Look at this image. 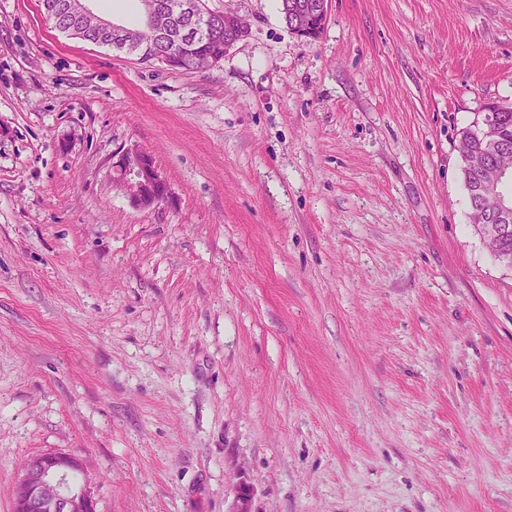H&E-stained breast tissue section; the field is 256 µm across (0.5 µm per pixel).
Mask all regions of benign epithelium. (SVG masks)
<instances>
[{
	"label": "benign epithelium",
	"instance_id": "1",
	"mask_svg": "<svg viewBox=\"0 0 512 512\" xmlns=\"http://www.w3.org/2000/svg\"><path fill=\"white\" fill-rule=\"evenodd\" d=\"M172 17L196 20L195 0H168ZM102 30L111 34L114 49L135 57L140 47L134 31L98 18ZM248 35V26L232 13H224V50L228 51ZM117 183L130 192L133 203L139 207H157L168 199L169 188L158 171L152 156L138 145L123 151L116 161ZM512 180V169L500 170L484 181L477 193L494 202L504 221L503 232L512 231V195H505L501 185ZM79 459L62 452L40 453L29 457L22 465L12 490V512H95L91 488L77 480Z\"/></svg>",
	"mask_w": 512,
	"mask_h": 512
}]
</instances>
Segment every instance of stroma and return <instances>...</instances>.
<instances>
[{
    "instance_id": "stroma-1",
    "label": "stroma",
    "mask_w": 512,
    "mask_h": 512,
    "mask_svg": "<svg viewBox=\"0 0 512 512\" xmlns=\"http://www.w3.org/2000/svg\"><path fill=\"white\" fill-rule=\"evenodd\" d=\"M170 70L0 0V512L31 455L97 512H512V267L457 149L512 103V0H208ZM169 187L139 208L123 149ZM97 18L102 30L111 34L110 40L114 49L124 51L123 53L136 58L140 56L141 63L157 62L168 66L172 61L170 68L172 70L187 69L188 67L202 68L207 63L211 67L220 66L222 59H213L208 62L209 59L224 57V53L248 35V26L238 15L224 12V30L218 36L204 35L195 29L191 30L186 41L181 43L171 37L178 35L181 28L188 22L176 20L160 41L143 47L140 54L141 48L133 37L136 30H128L125 25L110 22L99 16ZM174 42H179L178 58L172 60L171 55H166L153 60L157 52L163 53L169 50ZM117 183L130 192L139 207H157L168 199L169 188L152 156L138 145H131L116 161ZM150 186V191L145 188Z\"/></svg>"
}]
</instances>
